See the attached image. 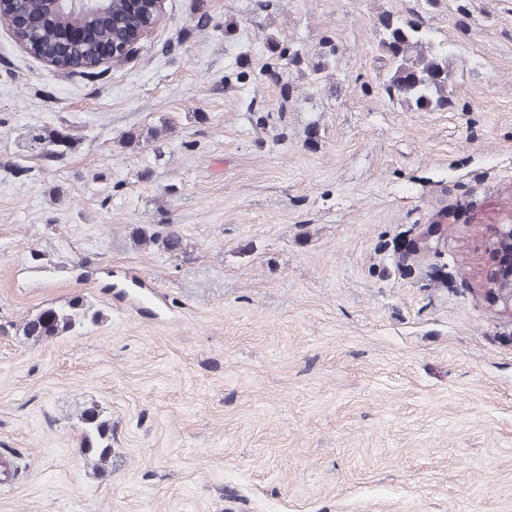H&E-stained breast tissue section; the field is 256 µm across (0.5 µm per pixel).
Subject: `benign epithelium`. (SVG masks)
I'll return each mask as SVG.
<instances>
[{"mask_svg":"<svg viewBox=\"0 0 512 512\" xmlns=\"http://www.w3.org/2000/svg\"><path fill=\"white\" fill-rule=\"evenodd\" d=\"M49 10L67 9L75 16L92 14L95 25L106 27L112 24L111 14L101 7L103 0H46ZM162 19V0H148L141 12H131L124 17L122 24L133 32V36L120 43L97 41L89 43L88 28L81 22L73 24L68 32L67 52L61 56H52L48 62L58 67L63 60L82 50L89 44L91 54L97 66L118 67L131 56L140 43L160 24ZM0 22L7 24L13 31L29 30V20L22 0H0ZM497 237L501 246L492 254V263L480 280L479 292L489 297L501 307V313L512 317V224L496 225Z\"/></svg>","mask_w":512,"mask_h":512,"instance_id":"1","label":"benign epithelium"}]
</instances>
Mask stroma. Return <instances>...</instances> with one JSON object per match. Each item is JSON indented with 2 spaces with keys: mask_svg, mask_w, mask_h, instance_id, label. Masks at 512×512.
<instances>
[{
  "mask_svg": "<svg viewBox=\"0 0 512 512\" xmlns=\"http://www.w3.org/2000/svg\"><path fill=\"white\" fill-rule=\"evenodd\" d=\"M162 9L95 76L0 24V464L35 467L0 512H512V320L473 275L512 220V0ZM389 13L451 45L446 106L385 93ZM39 126L71 136L61 158L19 154ZM144 224L184 253L137 249ZM78 297L99 321L19 335ZM92 405L104 473L76 419ZM167 129L161 125L160 127L152 126L148 127L145 130H133L129 132L127 135L123 136L122 144L120 147L122 148H137L141 143L146 141H154L155 139H160L166 136ZM81 444L92 467L104 472L112 461V423L96 407H85L77 414Z\"/></svg>",
  "mask_w": 512,
  "mask_h": 512,
  "instance_id": "stroma-1",
  "label": "stroma"
}]
</instances>
